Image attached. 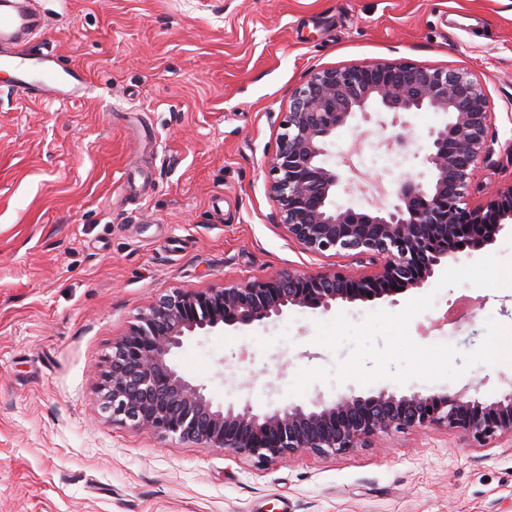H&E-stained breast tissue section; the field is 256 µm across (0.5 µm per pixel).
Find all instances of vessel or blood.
<instances>
[{"instance_id": "vessel-or-blood-1", "label": "vessel or blood", "mask_w": 512, "mask_h": 512, "mask_svg": "<svg viewBox=\"0 0 512 512\" xmlns=\"http://www.w3.org/2000/svg\"><path fill=\"white\" fill-rule=\"evenodd\" d=\"M44 17L29 0H0V73L10 89L40 101L74 102L85 97L91 81L83 68L62 63L34 43Z\"/></svg>"}]
</instances>
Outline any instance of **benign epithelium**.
Returning <instances> with one entry per match:
<instances>
[{
  "label": "benign epithelium",
  "mask_w": 512,
  "mask_h": 512,
  "mask_svg": "<svg viewBox=\"0 0 512 512\" xmlns=\"http://www.w3.org/2000/svg\"><path fill=\"white\" fill-rule=\"evenodd\" d=\"M436 112L424 158L426 182L399 184L389 206L336 205V188L366 193L354 178L323 165L336 132L356 114ZM488 97L470 74L405 61L350 64L316 72L291 97L269 160L270 194L288 237L312 255L356 256L370 269L318 273L284 270L264 280L226 283L201 291L178 289L138 317L116 343L104 378L112 415L134 429L220 448L258 464L298 452L340 455L369 448L395 432L446 430L480 446L512 441V391L494 400L387 387L364 395L292 401L258 412L250 402L216 406L205 386L183 377L175 350L196 332L250 326L291 308L327 312L339 302L391 297L424 287L435 271L457 259L459 244L481 249L512 224V183L472 203L473 171L489 148Z\"/></svg>",
  "instance_id": "1"
}]
</instances>
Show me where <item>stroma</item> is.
<instances>
[{
	"instance_id": "stroma-1",
	"label": "stroma",
	"mask_w": 512,
	"mask_h": 512,
	"mask_svg": "<svg viewBox=\"0 0 512 512\" xmlns=\"http://www.w3.org/2000/svg\"><path fill=\"white\" fill-rule=\"evenodd\" d=\"M42 47L93 89L70 103L0 92V512H512V442L396 433L343 455L264 466L113 418L101 390L112 348L173 289L200 291L286 268L362 272L289 239L269 193L291 91L314 72L408 61L468 71L492 123L472 200L512 183V0H35ZM398 127L355 118L330 146L362 153L391 204L426 167L434 112ZM409 324L421 345L476 349L487 320L512 329V287L433 284L336 311L294 309L189 337L175 355L219 403L254 408L391 390L492 399L512 365L455 381L361 386L335 367L352 346L316 342L344 313L356 325L424 293Z\"/></svg>"
}]
</instances>
